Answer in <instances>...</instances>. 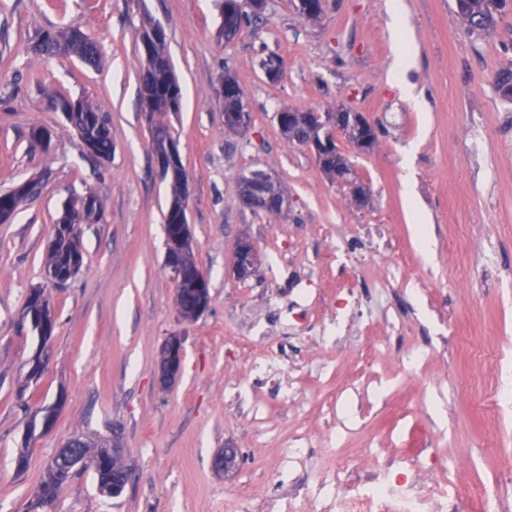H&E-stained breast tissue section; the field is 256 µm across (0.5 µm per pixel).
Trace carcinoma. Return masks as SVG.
Returning a JSON list of instances; mask_svg holds the SVG:
<instances>
[{"instance_id": "cac0c4a2", "label": "carcinoma", "mask_w": 512, "mask_h": 512, "mask_svg": "<svg viewBox=\"0 0 512 512\" xmlns=\"http://www.w3.org/2000/svg\"><path fill=\"white\" fill-rule=\"evenodd\" d=\"M506 6L507 0H456L457 12L472 33L488 34L492 32L497 27ZM222 13L229 35L237 33L243 25L260 18L258 13L244 11L240 0H223ZM59 36H61L59 32H42L37 39V49L41 52L59 51L57 46ZM164 45L165 42L162 41L155 46L154 59L143 65L140 75V91L143 112L149 115L150 130L170 139L172 135L164 118L171 112L179 111L182 91L177 77L164 55ZM66 53L78 57L91 66L96 65L99 58L96 43L86 35L71 44ZM243 104H245V92L233 79L231 80V93L225 97L224 111L237 112ZM77 108L76 121L84 126H90V133L96 142L98 156L103 159L109 158L112 155L113 144L111 124L107 113L100 106L82 99L77 100ZM172 181L174 192L165 215V230L170 236L174 235L176 225L181 223V216L174 209V204L187 198L183 163H178ZM41 190V181L35 180L23 187L18 186L13 189L10 197L21 204L39 196ZM88 201L91 202L97 217H102V205L95 193L89 191L85 194L72 195L68 200L66 210L68 232L65 235H60L59 248L48 251L45 271L49 272L59 267L65 256L71 258L76 266H82L83 254L79 242L80 225L88 220L86 213V202ZM68 445L81 446V451L89 456L87 467L91 468L96 478L100 480L112 475L114 471L119 473L123 470V466L117 459L108 458L103 461V464H98V454L106 448V445L102 442L92 443L76 436L68 441ZM70 479L71 476L68 474L46 471L45 477L37 490V502L42 505L53 502Z\"/></svg>"}]
</instances>
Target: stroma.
<instances>
[{
	"instance_id": "obj_1",
	"label": "stroma",
	"mask_w": 512,
	"mask_h": 512,
	"mask_svg": "<svg viewBox=\"0 0 512 512\" xmlns=\"http://www.w3.org/2000/svg\"><path fill=\"white\" fill-rule=\"evenodd\" d=\"M416 99L393 79L397 46L389 0H325L318 21L293 0H265L260 21L232 39L221 0H0V193L45 179L42 194L0 223V512H251L289 491H343L326 477L336 455L400 458L424 442L457 487L493 491L512 512V102L495 76L512 68V7L495 31L469 33L455 0H403ZM166 33L182 89L166 121L187 176V217L210 303L182 318L165 265L160 177L139 97L141 37ZM76 28L101 52L97 66L35 49L46 29ZM282 63L269 81L260 64ZM245 92L251 127L224 126V73ZM108 112L113 150L96 164L49 101L53 92ZM364 113L376 144L338 145L369 190L358 206L305 145L285 139L278 112ZM50 134L48 146L31 138ZM275 172L288 198L278 215L242 209L239 182ZM414 200H407V190ZM95 192L103 216L81 227L83 265L61 285L44 262L71 194ZM432 240L423 249L409 209ZM249 239L256 272L237 279L235 247ZM392 269L375 275L377 264ZM55 313L40 341L23 321L30 291ZM400 322L402 333L387 326ZM183 338L180 372L158 382L161 348ZM406 364L386 366L392 351ZM45 369L28 375L35 355ZM363 376L379 400L343 391ZM55 407L52 426L28 434ZM341 407L359 427L337 437ZM310 436L292 466L293 439ZM76 435L118 440L131 473L124 493L100 496L77 470L58 498L35 506L48 461ZM30 447L24 471L17 451ZM243 459L213 470L223 448ZM466 458L463 469L453 468Z\"/></svg>"
}]
</instances>
